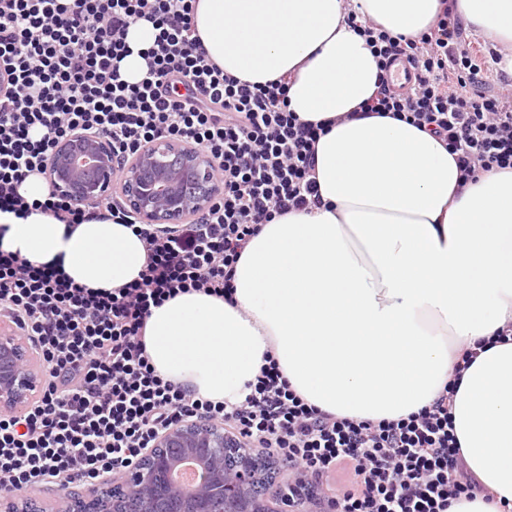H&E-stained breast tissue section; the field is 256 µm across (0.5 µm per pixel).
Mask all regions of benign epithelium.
Here are the masks:
<instances>
[{"mask_svg":"<svg viewBox=\"0 0 512 512\" xmlns=\"http://www.w3.org/2000/svg\"><path fill=\"white\" fill-rule=\"evenodd\" d=\"M48 179L61 195L88 202L118 190L124 205L144 224H180L208 207L223 186L212 160L202 151L174 140L143 147L125 167L113 163L112 145L89 133H76L58 143L51 154ZM46 379L42 361L27 338L9 321L0 322V412H17L38 395ZM239 456L234 470L224 468V455ZM185 459L202 467L201 482L186 491L169 478ZM253 480L252 452L224 433V425L179 422L157 436L134 468L111 477L102 495H66L59 512H292L284 490L266 502L243 497Z\"/></svg>","mask_w":512,"mask_h":512,"instance_id":"7a95c632","label":"benign epithelium"}]
</instances>
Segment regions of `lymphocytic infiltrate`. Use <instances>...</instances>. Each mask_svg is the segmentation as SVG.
I'll list each match as a JSON object with an SVG mask.
<instances>
[{
    "instance_id": "1",
    "label": "lymphocytic infiltrate",
    "mask_w": 512,
    "mask_h": 512,
    "mask_svg": "<svg viewBox=\"0 0 512 512\" xmlns=\"http://www.w3.org/2000/svg\"><path fill=\"white\" fill-rule=\"evenodd\" d=\"M192 12L193 0H0V212L71 225L104 210L147 250L139 280L112 292L78 285L60 262L0 250V317L26 336L47 376L38 398L0 413V495L96 486L191 419L223 423L279 464L295 512H448L476 499L450 411L456 385L407 417L354 420L309 404L271 358L236 404L199 398L151 365L142 332L152 308L190 291L232 299L236 265L262 225L319 203L315 144L331 127L290 112L284 83L224 74L201 50ZM142 19L155 38L145 76L131 84L119 63ZM356 31L380 71L362 111L438 136L459 187L512 169V99L489 84L501 55L477 54L459 15L444 10L410 39L377 25ZM398 59L414 73L400 90L388 79ZM78 132L111 141L119 159L157 139L183 141L210 157L223 190L175 225L138 223L111 198L89 206L52 191L28 201L21 183L45 173L53 145Z\"/></svg>"
}]
</instances>
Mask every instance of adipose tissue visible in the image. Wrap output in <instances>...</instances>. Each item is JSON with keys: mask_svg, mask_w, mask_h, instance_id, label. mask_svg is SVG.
<instances>
[{"mask_svg": "<svg viewBox=\"0 0 512 512\" xmlns=\"http://www.w3.org/2000/svg\"><path fill=\"white\" fill-rule=\"evenodd\" d=\"M452 7L512 73V0H195L193 28L225 74L282 81L304 121L335 119L316 143L321 203L263 225L236 267L234 299L202 292L152 308L143 330L158 374L196 395L243 400L265 353L292 389L338 417L398 419L457 383L452 414L483 497L448 512L512 502V170L458 189L440 139L375 114L348 119L377 90L379 69L349 17L406 37ZM132 24L120 74L139 82L154 42ZM0 249L61 260L75 283L113 291L138 279L145 243L93 218L67 227L35 212L0 213ZM475 361L456 363L464 350Z\"/></svg>", "mask_w": 512, "mask_h": 512, "instance_id": "adipose-tissue-1", "label": "adipose tissue"}]
</instances>
